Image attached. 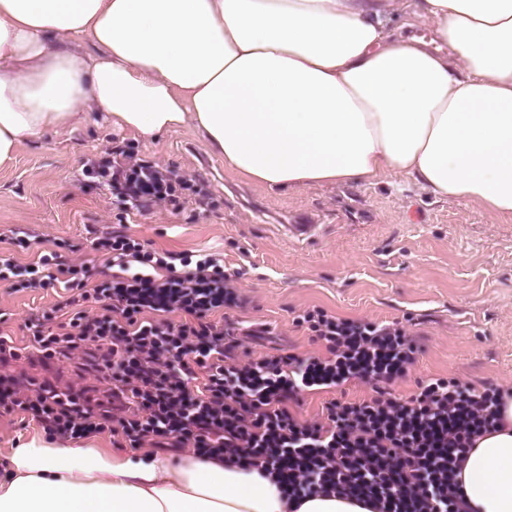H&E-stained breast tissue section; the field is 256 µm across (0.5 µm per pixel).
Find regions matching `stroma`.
<instances>
[{
	"label": "stroma",
	"mask_w": 512,
	"mask_h": 512,
	"mask_svg": "<svg viewBox=\"0 0 512 512\" xmlns=\"http://www.w3.org/2000/svg\"><path fill=\"white\" fill-rule=\"evenodd\" d=\"M113 146L199 177L206 201L190 195L179 208L162 204L119 219L110 191L82 173ZM291 224H313L317 232L299 241L287 230ZM18 226L45 246H76V258L99 271L105 263L88 240L100 232L121 230L158 249L220 255L250 301L238 320L268 327L243 339L256 354L317 352L292 315L321 306L344 317L408 321L422 354L414 378L397 384L400 394L411 393L415 377L451 372L477 388L512 383V220L435 196L401 176L271 190L235 174L190 128L146 142L92 112L73 128L24 143L11 166L0 169V251H10V231ZM57 301L52 289L0 287V310L11 315L7 332L22 339L25 321ZM88 365L85 356L47 364L34 357L10 368L109 403Z\"/></svg>",
	"instance_id": "1"
}]
</instances>
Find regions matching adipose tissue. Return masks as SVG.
I'll use <instances>...</instances> for the list:
<instances>
[{"label":"adipose tissue","instance_id":"1","mask_svg":"<svg viewBox=\"0 0 512 512\" xmlns=\"http://www.w3.org/2000/svg\"><path fill=\"white\" fill-rule=\"evenodd\" d=\"M91 112L148 142L192 127L271 189L402 175L512 218V0H0V168ZM500 414L460 477L473 512H512V393ZM6 461L0 512H371L294 509L262 471L190 454L34 439Z\"/></svg>","mask_w":512,"mask_h":512}]
</instances>
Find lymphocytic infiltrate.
<instances>
[{"label": "lymphocytic infiltrate", "mask_w": 512, "mask_h": 512, "mask_svg": "<svg viewBox=\"0 0 512 512\" xmlns=\"http://www.w3.org/2000/svg\"><path fill=\"white\" fill-rule=\"evenodd\" d=\"M125 210L179 206L198 179L127 152L108 149L87 168ZM16 247L33 251L23 266L0 254V286L59 288L61 301L27 324L48 362L93 356L111 407L82 392L57 391L8 370L23 347L0 332V409L38 423L47 438L110 433L126 447L188 448L201 459L266 472L288 501L312 495L350 498L373 512H471L458 481L477 438L497 429L502 385L474 388L448 374L419 378L412 394L394 390L418 362L421 345L399 321L346 318L313 307L293 318L319 352L243 351L226 311L246 300L218 258L157 250L132 235L95 237L91 249L111 274L43 249L29 233ZM361 381L369 397L341 392ZM328 393L321 414L300 420L306 395Z\"/></svg>", "instance_id": "obj_1"}]
</instances>
